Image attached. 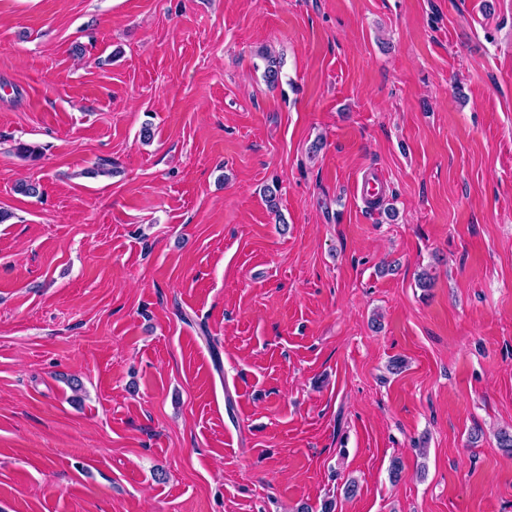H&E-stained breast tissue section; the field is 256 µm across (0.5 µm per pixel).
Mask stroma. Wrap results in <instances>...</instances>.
Segmentation results:
<instances>
[{"label": "stroma", "mask_w": 512, "mask_h": 512, "mask_svg": "<svg viewBox=\"0 0 512 512\" xmlns=\"http://www.w3.org/2000/svg\"><path fill=\"white\" fill-rule=\"evenodd\" d=\"M1 208L0 512H512V0H0Z\"/></svg>", "instance_id": "35a3bbf8"}]
</instances>
